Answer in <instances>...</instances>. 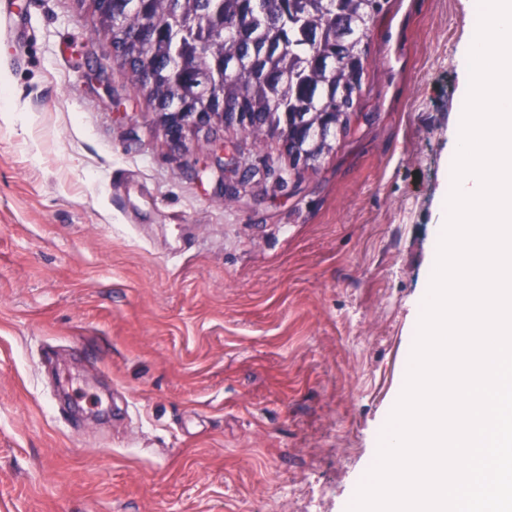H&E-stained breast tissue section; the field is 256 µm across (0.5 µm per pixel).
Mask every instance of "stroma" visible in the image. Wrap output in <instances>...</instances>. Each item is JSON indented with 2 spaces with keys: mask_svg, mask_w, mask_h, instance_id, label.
<instances>
[{
  "mask_svg": "<svg viewBox=\"0 0 512 512\" xmlns=\"http://www.w3.org/2000/svg\"><path fill=\"white\" fill-rule=\"evenodd\" d=\"M6 8L0 512H347L416 340L472 0H389L308 168L235 127L171 145L90 0ZM221 145L255 172L231 194Z\"/></svg>",
  "mask_w": 512,
  "mask_h": 512,
  "instance_id": "1",
  "label": "stroma"
}]
</instances>
